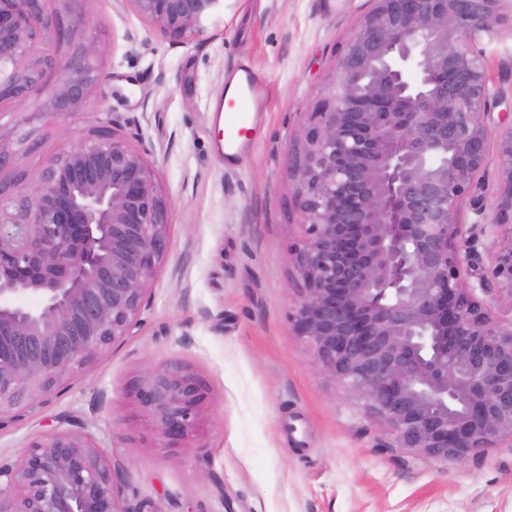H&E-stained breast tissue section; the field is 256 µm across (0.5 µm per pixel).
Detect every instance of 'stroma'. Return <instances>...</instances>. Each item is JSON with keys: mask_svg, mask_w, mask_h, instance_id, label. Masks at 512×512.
Masks as SVG:
<instances>
[{"mask_svg": "<svg viewBox=\"0 0 512 512\" xmlns=\"http://www.w3.org/2000/svg\"><path fill=\"white\" fill-rule=\"evenodd\" d=\"M368 0H220L198 31L156 30L126 0H49L94 45L101 113L40 128L0 106V130L31 133L14 169L85 140L98 123L147 153L169 202L168 256L132 336L49 400L0 419V461L54 428L90 432L116 487L141 512H512V444L441 462L393 447L293 336L298 238L289 165L297 132L332 81ZM481 48L512 93V27ZM249 63L265 112L232 167L217 110L225 77ZM178 362L200 380L196 430L165 448L131 387Z\"/></svg>", "mask_w": 512, "mask_h": 512, "instance_id": "stroma-1", "label": "stroma"}]
</instances>
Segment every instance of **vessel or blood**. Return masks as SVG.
Wrapping results in <instances>:
<instances>
[{"label": "vessel or blood", "instance_id": "b4317fda", "mask_svg": "<svg viewBox=\"0 0 512 512\" xmlns=\"http://www.w3.org/2000/svg\"><path fill=\"white\" fill-rule=\"evenodd\" d=\"M231 83L235 87L234 96L227 103L228 110L224 117V158L229 162L240 157L243 151L242 132L253 123L255 112L263 107L261 83L248 66L238 65Z\"/></svg>", "mask_w": 512, "mask_h": 512}]
</instances>
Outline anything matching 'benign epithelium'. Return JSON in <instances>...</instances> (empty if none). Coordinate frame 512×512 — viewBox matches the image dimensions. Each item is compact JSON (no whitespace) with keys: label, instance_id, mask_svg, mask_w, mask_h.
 <instances>
[{"label":"benign epithelium","instance_id":"1","mask_svg":"<svg viewBox=\"0 0 512 512\" xmlns=\"http://www.w3.org/2000/svg\"><path fill=\"white\" fill-rule=\"evenodd\" d=\"M47 0H0V104L76 116L92 45ZM161 32L193 34L219 0H127ZM334 80L300 128L291 165L301 240L293 336L325 379L395 447L463 462L512 440V122L498 127L499 189L481 206L500 92L480 48L509 0H369ZM0 134V419L32 408L124 341L169 249L168 201L146 151L109 120L48 159L11 169ZM480 220L460 219L466 203ZM495 250L484 265L480 239ZM35 296L40 305L24 299ZM168 448L203 399L179 363L133 390ZM0 512H134L93 435L55 429L0 463Z\"/></svg>","mask_w":512,"mask_h":512}]
</instances>
